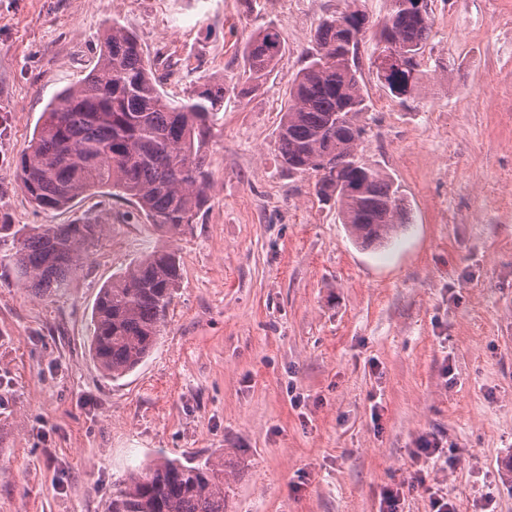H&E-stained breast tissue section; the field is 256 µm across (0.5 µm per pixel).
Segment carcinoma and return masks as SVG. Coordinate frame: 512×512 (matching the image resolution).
Here are the masks:
<instances>
[{
    "mask_svg": "<svg viewBox=\"0 0 512 512\" xmlns=\"http://www.w3.org/2000/svg\"><path fill=\"white\" fill-rule=\"evenodd\" d=\"M408 2L414 0H391L389 22L381 25L370 55L377 75L398 97L404 94L401 78L394 70L383 72L381 55H405L415 71L431 32L429 12ZM368 26L358 10L319 22L307 64L288 79L277 134L282 165L314 178L316 197L336 204L349 236L363 247L388 243L408 220L400 187L358 156L364 128L354 117L367 109V99L357 55ZM283 49L273 27L259 29L243 48L244 72L256 79L269 74ZM223 104L222 86L180 102L168 99L138 36L114 20L89 75L42 113L17 164L20 186L43 211L67 208L77 197L107 188L162 232L178 234L210 199L206 122ZM104 229L92 218L20 228L8 264L26 288H63ZM180 278L177 253L163 247L101 288L89 341L104 375L120 378L148 357ZM225 502L223 457L166 458L113 484L107 512H226Z\"/></svg>",
    "mask_w": 512,
    "mask_h": 512,
    "instance_id": "1",
    "label": "carcinoma"
}]
</instances>
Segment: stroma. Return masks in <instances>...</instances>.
Here are the masks:
<instances>
[{"label":"stroma","mask_w":512,"mask_h":512,"mask_svg":"<svg viewBox=\"0 0 512 512\" xmlns=\"http://www.w3.org/2000/svg\"><path fill=\"white\" fill-rule=\"evenodd\" d=\"M389 0H0V256L13 232L83 216L105 226L66 287L38 296L0 265V512H106L140 462L223 456L228 512H512V0H428L412 93L361 49L360 156L399 184L409 222L353 243L310 176L277 151L287 80L319 20ZM119 21L168 63L180 100L225 88L204 151L213 189L162 233L130 203L85 194L38 209L16 162L39 118L94 68ZM285 46L244 75L263 26ZM181 280L150 356L115 380L89 350L100 289L158 247ZM450 464L416 462L423 441Z\"/></svg>","instance_id":"obj_1"}]
</instances>
